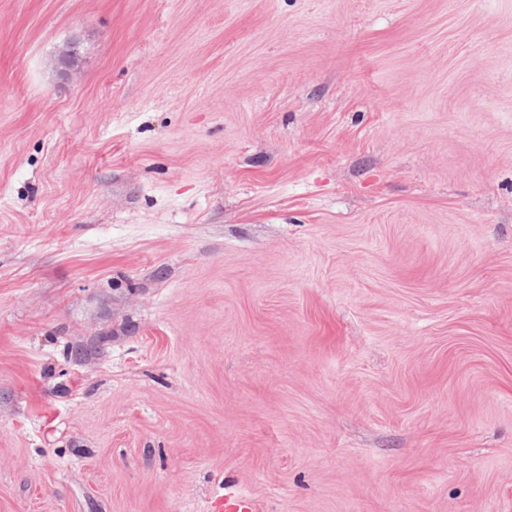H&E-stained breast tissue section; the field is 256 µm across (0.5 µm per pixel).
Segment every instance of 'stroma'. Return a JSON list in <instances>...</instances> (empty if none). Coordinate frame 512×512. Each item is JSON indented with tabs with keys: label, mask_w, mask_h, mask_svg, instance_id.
<instances>
[{
	"label": "stroma",
	"mask_w": 512,
	"mask_h": 512,
	"mask_svg": "<svg viewBox=\"0 0 512 512\" xmlns=\"http://www.w3.org/2000/svg\"><path fill=\"white\" fill-rule=\"evenodd\" d=\"M228 490L512 512V0H0V512Z\"/></svg>",
	"instance_id": "stroma-1"
}]
</instances>
